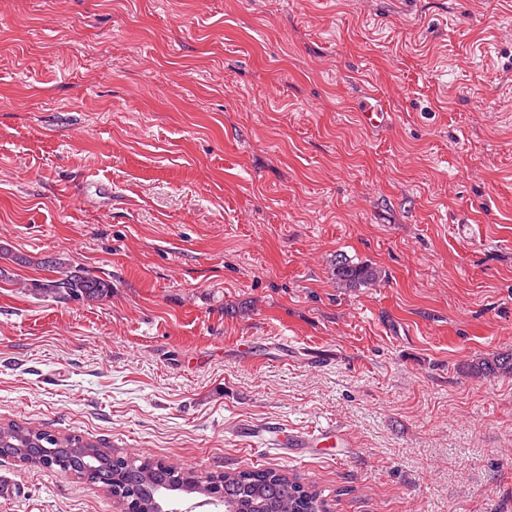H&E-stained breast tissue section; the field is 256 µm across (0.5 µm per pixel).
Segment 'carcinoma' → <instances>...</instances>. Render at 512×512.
Instances as JSON below:
<instances>
[{
  "label": "carcinoma",
  "mask_w": 512,
  "mask_h": 512,
  "mask_svg": "<svg viewBox=\"0 0 512 512\" xmlns=\"http://www.w3.org/2000/svg\"><path fill=\"white\" fill-rule=\"evenodd\" d=\"M377 267L336 261V284L344 288H360L380 280ZM39 290L57 300L100 301L111 293L107 281L79 272H65L38 284ZM477 374H511L512 353L484 357L471 366ZM0 448H16L26 457L45 463L56 453L66 459L67 472L78 477L93 467L99 473L112 475L113 486L124 491L142 506L141 512H157L169 508L177 499V490L189 486L187 478L200 485L224 503V512H317L322 491L296 475L275 469H241L218 475H201L192 468H177L154 463L149 458L120 456L112 449L80 436H56L41 428L9 423L0 426Z\"/></svg>",
  "instance_id": "cac0c4a2"
}]
</instances>
